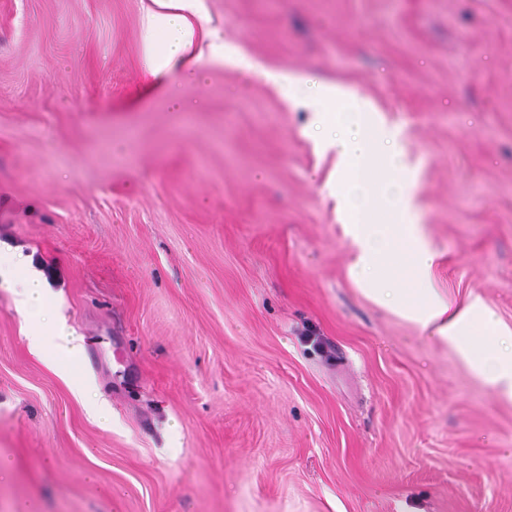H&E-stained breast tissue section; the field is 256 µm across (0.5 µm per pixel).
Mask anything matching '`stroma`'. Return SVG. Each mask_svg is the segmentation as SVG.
Here are the masks:
<instances>
[{
    "label": "stroma",
    "instance_id": "stroma-1",
    "mask_svg": "<svg viewBox=\"0 0 512 512\" xmlns=\"http://www.w3.org/2000/svg\"><path fill=\"white\" fill-rule=\"evenodd\" d=\"M197 104L139 0H0V242L81 335L104 424L0 290V512H512V402L367 297L336 154L267 73L396 129L435 288L512 329V0H207ZM140 8V85L168 91L175 109H188L194 99L186 93L187 86L202 84L203 68L224 66V35L212 23L207 0H140Z\"/></svg>",
    "mask_w": 512,
    "mask_h": 512
}]
</instances>
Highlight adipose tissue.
Instances as JSON below:
<instances>
[{"instance_id": "1", "label": "adipose tissue", "mask_w": 512, "mask_h": 512, "mask_svg": "<svg viewBox=\"0 0 512 512\" xmlns=\"http://www.w3.org/2000/svg\"><path fill=\"white\" fill-rule=\"evenodd\" d=\"M144 22L140 84L168 91L174 108L191 107L188 88L202 84L204 70L224 63L221 30L211 20L207 0H140ZM313 108L319 121V145L335 150L336 197L344 231L355 250L352 271L377 302L418 325L424 334L446 343L500 397L512 401V336L507 335L477 295L454 305L432 287L428 273L436 260L410 197H383L362 187L374 148L396 138L361 101L341 104L336 87L317 84ZM0 290L9 293L16 313L26 318L30 351L85 397L89 411L108 421L111 408L88 397L74 377L83 346L54 299L48 281L20 250L0 249ZM39 312L29 321L31 312Z\"/></svg>"}]
</instances>
